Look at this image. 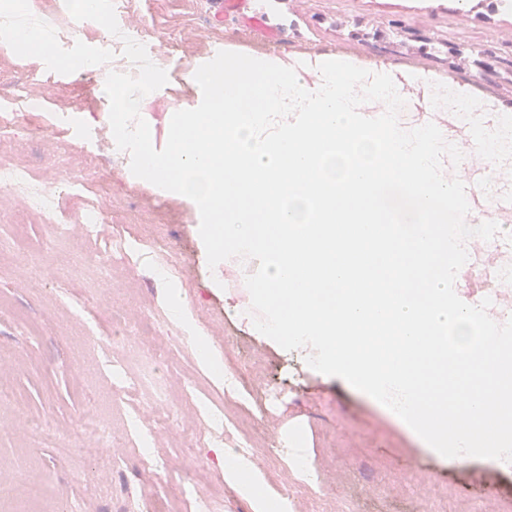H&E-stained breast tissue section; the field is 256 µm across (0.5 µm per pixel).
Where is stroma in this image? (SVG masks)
I'll return each mask as SVG.
<instances>
[{
    "instance_id": "1",
    "label": "stroma",
    "mask_w": 512,
    "mask_h": 512,
    "mask_svg": "<svg viewBox=\"0 0 512 512\" xmlns=\"http://www.w3.org/2000/svg\"><path fill=\"white\" fill-rule=\"evenodd\" d=\"M42 5L63 75L42 77L44 57L14 49L0 30V102L22 115L0 134V156L44 184L84 175L86 203L111 199L89 245L95 258L115 231L132 239L142 225L158 224L164 235L161 245H139L113 272L74 260L41 219L18 225L11 207L0 208V359L26 400L25 418L0 428V481L14 485L16 499L32 486L39 492L35 512H141L146 497L174 501L178 512H201L188 488L203 475L215 512H251L224 481L230 448L250 457L265 490L287 500L289 512H512V473L501 472L495 460L441 456L387 407L310 368L306 352L284 350L255 330L246 273L209 268L196 204L130 178L110 154L104 86L121 39L89 20L59 34L65 0ZM214 11L212 0H123L115 9L125 35L154 46L168 75L164 94L146 106L156 148L167 141L172 105L197 104L184 77L218 43L254 55L337 54L440 78L449 57L459 54L469 72L512 96V11L497 8L496 0H481L467 13L461 0H238L219 23ZM92 51V65H67V58ZM169 262L175 272L160 276L159 265ZM175 298L222 356L234 391L215 382L177 320L153 324V315L168 316ZM111 300L141 309L126 323L127 348L116 352L95 337ZM116 361L136 377L172 376L170 414L157 424L148 453L95 461L79 452L89 443L85 418L94 417L102 437L137 445L142 433L129 421L155 399L146 385L121 394ZM269 385L293 387V399L267 409ZM188 413L202 428L217 416L224 423L205 444L186 449L177 425ZM32 420L55 432L57 443L33 433ZM292 427L305 435L301 448L284 445L281 434ZM299 453L319 472V485H306L295 471ZM158 456L169 460L168 469L154 467Z\"/></svg>"
}]
</instances>
